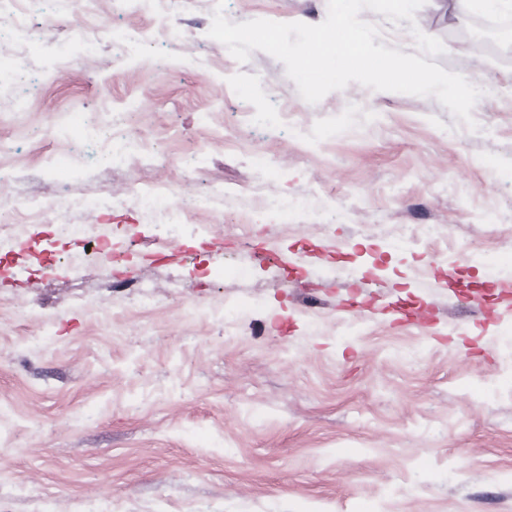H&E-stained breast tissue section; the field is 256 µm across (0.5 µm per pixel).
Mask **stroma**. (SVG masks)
Returning a JSON list of instances; mask_svg holds the SVG:
<instances>
[{
  "mask_svg": "<svg viewBox=\"0 0 512 512\" xmlns=\"http://www.w3.org/2000/svg\"><path fill=\"white\" fill-rule=\"evenodd\" d=\"M234 23L322 22L327 0H38L15 84L2 59L0 512H512V98L475 128L435 97L358 83L306 102L285 66L208 37ZM474 0L414 21L363 10L381 42L512 86L474 52ZM97 35L86 53L77 17ZM138 30V53L121 52ZM154 160L105 166L102 113ZM163 184L197 205L176 231L128 203ZM72 212L124 251L106 268L60 237ZM304 212L243 221L259 194ZM41 223L27 221V201Z\"/></svg>",
  "mask_w": 512,
  "mask_h": 512,
  "instance_id": "stroma-1",
  "label": "stroma"
}]
</instances>
